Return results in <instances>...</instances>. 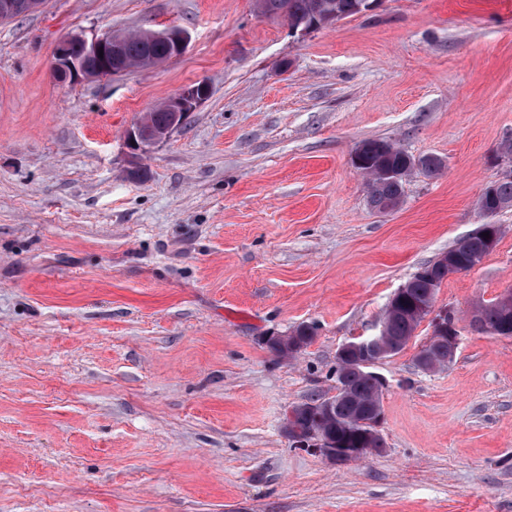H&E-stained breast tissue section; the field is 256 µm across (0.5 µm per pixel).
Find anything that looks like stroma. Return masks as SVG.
<instances>
[{
  "label": "stroma",
  "instance_id": "obj_1",
  "mask_svg": "<svg viewBox=\"0 0 512 512\" xmlns=\"http://www.w3.org/2000/svg\"><path fill=\"white\" fill-rule=\"evenodd\" d=\"M184 30L160 66L70 85L81 34ZM188 123L134 158L126 131L196 82ZM367 139L444 169L373 210ZM512 139V0H381L308 34L256 0H48L0 23V512H512V337L470 323L512 290L498 245L445 280L456 358L378 368L385 446L330 463L288 407L336 388L422 265L476 232ZM142 169L143 177L131 172ZM308 323L296 362L265 337Z\"/></svg>",
  "mask_w": 512,
  "mask_h": 512
}]
</instances>
